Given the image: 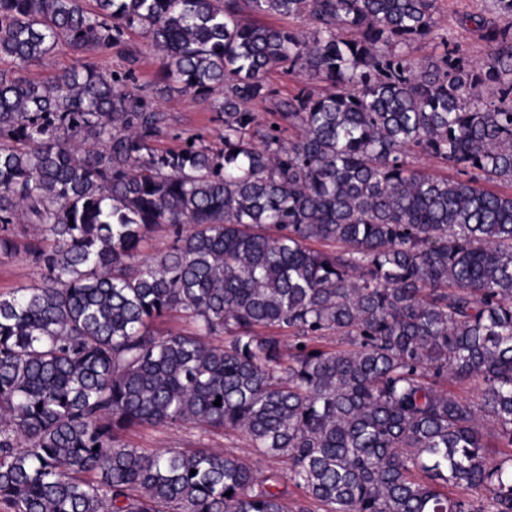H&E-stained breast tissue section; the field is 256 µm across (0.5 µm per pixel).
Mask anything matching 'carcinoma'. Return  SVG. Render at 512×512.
Segmentation results:
<instances>
[{
    "label": "carcinoma",
    "instance_id": "obj_1",
    "mask_svg": "<svg viewBox=\"0 0 512 512\" xmlns=\"http://www.w3.org/2000/svg\"><path fill=\"white\" fill-rule=\"evenodd\" d=\"M437 13L0 0V255L23 217L40 274L0 294L7 512H512V26L472 17L475 62ZM134 34L167 84L221 95L216 139L159 147ZM61 45L71 68L23 74ZM159 231L167 246L141 255ZM185 424L190 452L123 441ZM229 433L285 469L205 443Z\"/></svg>",
    "mask_w": 512,
    "mask_h": 512
}]
</instances>
